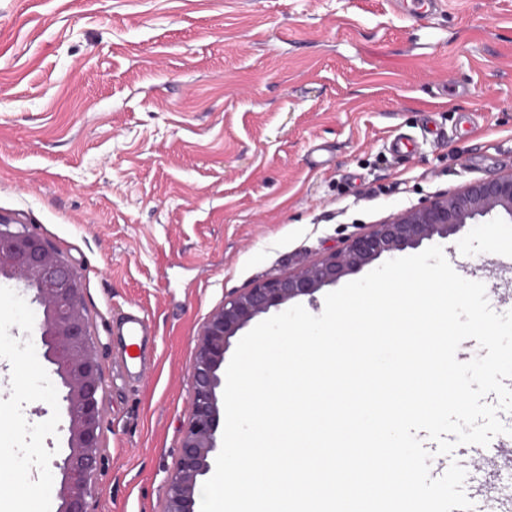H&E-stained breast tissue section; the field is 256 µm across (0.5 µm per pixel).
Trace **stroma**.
<instances>
[{"label": "stroma", "instance_id": "stroma-1", "mask_svg": "<svg viewBox=\"0 0 512 512\" xmlns=\"http://www.w3.org/2000/svg\"><path fill=\"white\" fill-rule=\"evenodd\" d=\"M400 132L417 149L397 165ZM509 171L512 0H0V214L23 215L82 281L105 381L92 512H162L196 340L225 296ZM439 245L512 311V225ZM128 309L154 335L136 383L112 370ZM41 318L0 279V478L24 460L59 512L63 387L25 342Z\"/></svg>", "mask_w": 512, "mask_h": 512}]
</instances>
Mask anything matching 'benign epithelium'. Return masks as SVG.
Here are the masks:
<instances>
[{"instance_id":"obj_1","label":"benign epithelium","mask_w":512,"mask_h":512,"mask_svg":"<svg viewBox=\"0 0 512 512\" xmlns=\"http://www.w3.org/2000/svg\"><path fill=\"white\" fill-rule=\"evenodd\" d=\"M483 220L512 222V171L474 181L403 210L315 263L236 292L208 317L197 342L190 380V417L162 512H195V488L217 451L218 374L229 339L255 317L336 284L385 254L442 239ZM0 277L35 291L43 309L39 340L66 394L69 453L61 466L59 512H90L94 477L103 459V384L83 309L80 276L25 224L0 223Z\"/></svg>"}]
</instances>
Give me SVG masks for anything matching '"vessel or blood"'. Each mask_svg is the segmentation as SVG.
<instances>
[{"instance_id": "obj_1", "label": "vessel or blood", "mask_w": 512, "mask_h": 512, "mask_svg": "<svg viewBox=\"0 0 512 512\" xmlns=\"http://www.w3.org/2000/svg\"><path fill=\"white\" fill-rule=\"evenodd\" d=\"M113 345L117 352L115 364L127 374L128 378L141 379L148 367L154 340L145 327L144 321L136 314L124 313L116 320ZM502 451L494 446L457 449L452 460H441V469H448L451 462L466 464L472 457L491 462L501 457Z\"/></svg>"}]
</instances>
